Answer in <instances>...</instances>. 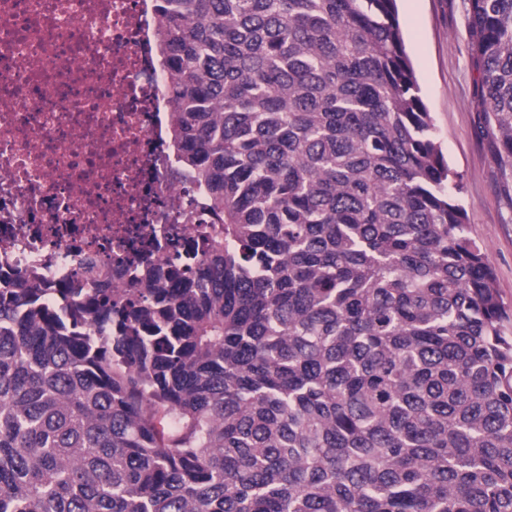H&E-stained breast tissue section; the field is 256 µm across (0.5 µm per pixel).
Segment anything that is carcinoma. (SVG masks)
Returning <instances> with one entry per match:
<instances>
[{
	"label": "carcinoma",
	"instance_id": "1",
	"mask_svg": "<svg viewBox=\"0 0 512 512\" xmlns=\"http://www.w3.org/2000/svg\"><path fill=\"white\" fill-rule=\"evenodd\" d=\"M204 246L0 271V512H512V337L397 0H158ZM512 160V0H467Z\"/></svg>",
	"mask_w": 512,
	"mask_h": 512
}]
</instances>
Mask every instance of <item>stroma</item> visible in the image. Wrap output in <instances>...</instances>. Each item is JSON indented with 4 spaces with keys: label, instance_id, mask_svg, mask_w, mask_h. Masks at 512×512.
Returning <instances> with one entry per match:
<instances>
[{
    "label": "stroma",
    "instance_id": "stroma-1",
    "mask_svg": "<svg viewBox=\"0 0 512 512\" xmlns=\"http://www.w3.org/2000/svg\"><path fill=\"white\" fill-rule=\"evenodd\" d=\"M398 10L438 140L462 178L467 233L485 251L501 299L512 308V170L495 162L493 135L479 131L466 0H398Z\"/></svg>",
    "mask_w": 512,
    "mask_h": 512
}]
</instances>
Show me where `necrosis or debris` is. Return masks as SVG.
I'll list each match as a JSON object with an SVG mask.
<instances>
[{
  "instance_id": "4bbe7bcc",
  "label": "necrosis or debris",
  "mask_w": 512,
  "mask_h": 512,
  "mask_svg": "<svg viewBox=\"0 0 512 512\" xmlns=\"http://www.w3.org/2000/svg\"><path fill=\"white\" fill-rule=\"evenodd\" d=\"M156 0H0V256L47 284L85 263L126 287L167 265L202 213L169 148Z\"/></svg>"
}]
</instances>
